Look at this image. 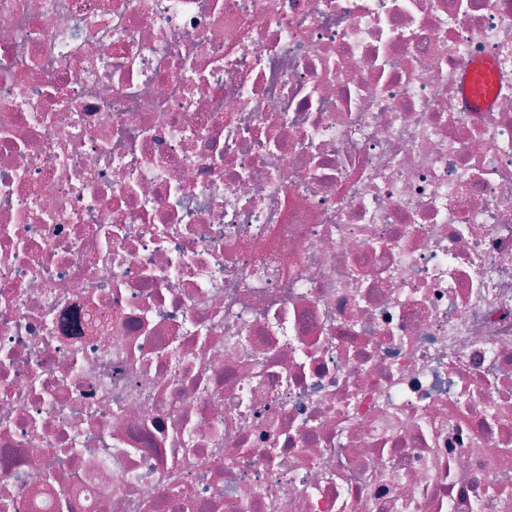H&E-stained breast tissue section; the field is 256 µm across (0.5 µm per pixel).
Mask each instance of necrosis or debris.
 I'll list each match as a JSON object with an SVG mask.
<instances>
[{
	"label": "necrosis or debris",
	"instance_id": "obj_1",
	"mask_svg": "<svg viewBox=\"0 0 512 512\" xmlns=\"http://www.w3.org/2000/svg\"><path fill=\"white\" fill-rule=\"evenodd\" d=\"M0 512H512V8L0 0Z\"/></svg>",
	"mask_w": 512,
	"mask_h": 512
}]
</instances>
